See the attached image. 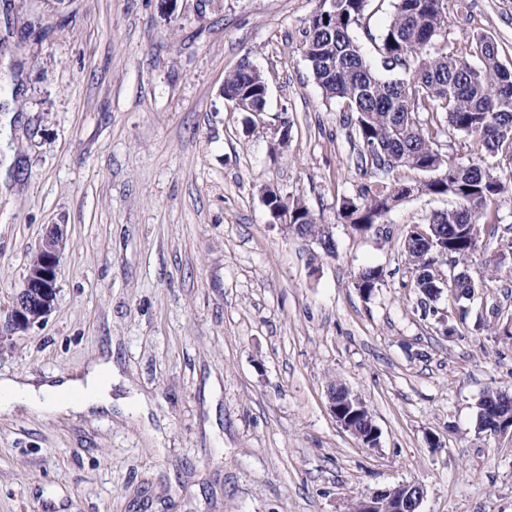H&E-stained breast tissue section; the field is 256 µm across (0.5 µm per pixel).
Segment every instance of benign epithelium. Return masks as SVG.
<instances>
[{"label": "benign epithelium", "instance_id": "7a95c632", "mask_svg": "<svg viewBox=\"0 0 512 512\" xmlns=\"http://www.w3.org/2000/svg\"><path fill=\"white\" fill-rule=\"evenodd\" d=\"M263 201L268 203L267 209L273 222L297 235H304L305 227L288 223V211L270 205L268 194H263ZM65 241L63 226L53 224L46 231L42 242L41 264L27 269L19 292L8 307L0 312V341L43 322L53 309ZM328 403L332 416L343 429L354 434L363 445L369 448L378 447L379 428L361 399L344 387L338 390L330 388ZM350 409L366 415L368 432L357 431L345 417V412ZM425 496L426 489L421 483L402 482L359 498L351 505V512H421L420 507Z\"/></svg>", "mask_w": 512, "mask_h": 512}]
</instances>
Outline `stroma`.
Returning <instances> with one entry per match:
<instances>
[{"mask_svg": "<svg viewBox=\"0 0 512 512\" xmlns=\"http://www.w3.org/2000/svg\"><path fill=\"white\" fill-rule=\"evenodd\" d=\"M321 0H0V309L49 225L65 227L57 297L43 323L0 342V377L43 381L112 363V408L72 414L0 398V512H349L415 480L421 512H512V438L476 430L486 391L512 389V195L503 230L467 269V315H424L406 231L453 209L413 195L361 233L339 216L366 173L344 103L326 102L301 46ZM394 0H369L353 34L374 68ZM435 47L494 36L512 64V0H468ZM250 60L265 113L224 99ZM287 148L273 149L278 117ZM301 198L336 241L271 223L262 193ZM383 277L371 297L359 270ZM339 383L369 408L368 448L331 415Z\"/></svg>", "mask_w": 512, "mask_h": 512, "instance_id": "stroma-1", "label": "stroma"}]
</instances>
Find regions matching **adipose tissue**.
<instances>
[{
    "instance_id": "ef3b65f1",
    "label": "adipose tissue",
    "mask_w": 512,
    "mask_h": 512,
    "mask_svg": "<svg viewBox=\"0 0 512 512\" xmlns=\"http://www.w3.org/2000/svg\"><path fill=\"white\" fill-rule=\"evenodd\" d=\"M112 371L109 366H88L84 377L56 384L33 385L13 378L0 379V395L12 401L38 409L56 407L75 414L89 409L109 407Z\"/></svg>"
}]
</instances>
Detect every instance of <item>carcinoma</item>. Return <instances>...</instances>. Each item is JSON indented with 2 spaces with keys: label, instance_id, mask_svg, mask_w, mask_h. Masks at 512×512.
Listing matches in <instances>:
<instances>
[{
  "label": "carcinoma",
  "instance_id": "obj_1",
  "mask_svg": "<svg viewBox=\"0 0 512 512\" xmlns=\"http://www.w3.org/2000/svg\"><path fill=\"white\" fill-rule=\"evenodd\" d=\"M367 0H333L308 20L301 47L323 97L341 100L352 113L359 140L361 162L376 171L406 168L422 173L440 172L429 182V194L450 195L459 206L437 213L432 242L418 228H409L403 248L423 258L420 290L424 311L437 314L435 303L442 287L438 259L448 260L460 274L448 287L457 288L459 302L468 303L474 285L464 269L479 238L497 234L499 223L489 207L509 191L512 174L500 177L482 163L481 152L501 154L512 160V68L499 56L497 44L476 33L451 53H439L434 44L448 26L449 8L468 16L465 0H395L390 22L378 35L377 50L383 67L407 70L408 78L385 79L365 59L353 29L364 14ZM253 97L267 102L261 78L246 65L224 75V97ZM431 114L423 127L418 114ZM469 138L472 156L467 163L445 160L438 147L442 133ZM404 184L371 183L355 198L341 199L339 215L354 229L368 232L379 223L386 207L385 195ZM506 390H491L480 401L478 432L499 429Z\"/></svg>",
  "mask_w": 512,
  "mask_h": 512
}]
</instances>
